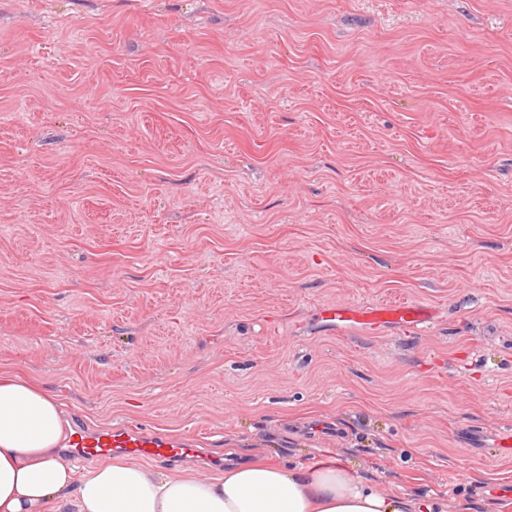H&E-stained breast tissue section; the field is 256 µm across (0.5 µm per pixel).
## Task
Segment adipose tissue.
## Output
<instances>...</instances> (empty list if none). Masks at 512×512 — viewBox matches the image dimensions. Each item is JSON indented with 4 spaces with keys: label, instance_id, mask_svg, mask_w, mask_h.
<instances>
[{
    "label": "adipose tissue",
    "instance_id": "adipose-tissue-1",
    "mask_svg": "<svg viewBox=\"0 0 512 512\" xmlns=\"http://www.w3.org/2000/svg\"><path fill=\"white\" fill-rule=\"evenodd\" d=\"M61 405L39 381L0 369V512H409L332 458L296 467L258 455L223 475L161 474L108 456L77 468L55 446Z\"/></svg>",
    "mask_w": 512,
    "mask_h": 512
}]
</instances>
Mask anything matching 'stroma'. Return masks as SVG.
I'll use <instances>...</instances> for the list:
<instances>
[{
  "label": "stroma",
  "instance_id": "1",
  "mask_svg": "<svg viewBox=\"0 0 512 512\" xmlns=\"http://www.w3.org/2000/svg\"><path fill=\"white\" fill-rule=\"evenodd\" d=\"M4 366L170 474L512 512V0H0ZM321 316L325 321L335 325L355 322L371 327L386 322H399L418 328L423 319V314L416 306L401 301L389 302L371 310H358L347 305L336 304V307L322 310ZM187 446L186 443L178 442L173 438L130 426L97 431L76 426L63 438L62 442V448L68 456L91 455L116 449L127 454L168 460L183 456L190 450Z\"/></svg>",
  "mask_w": 512,
  "mask_h": 512
}]
</instances>
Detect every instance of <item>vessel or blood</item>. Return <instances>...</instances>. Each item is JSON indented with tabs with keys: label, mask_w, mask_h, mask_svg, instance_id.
Returning <instances> with one entry per match:
<instances>
[{
	"label": "vessel or blood",
	"mask_w": 512,
	"mask_h": 512,
	"mask_svg": "<svg viewBox=\"0 0 512 512\" xmlns=\"http://www.w3.org/2000/svg\"><path fill=\"white\" fill-rule=\"evenodd\" d=\"M321 316L334 324L355 322L371 327L386 322H399L416 328L423 319L416 306L401 301L389 302L371 310H358L339 304L322 310ZM62 446L69 456L91 455L116 449L147 458L173 460L188 451L186 443L129 426L97 431L78 426L64 437Z\"/></svg>",
	"instance_id": "obj_1"
}]
</instances>
